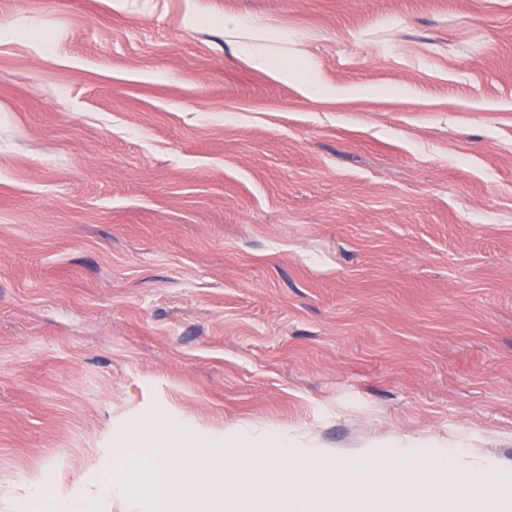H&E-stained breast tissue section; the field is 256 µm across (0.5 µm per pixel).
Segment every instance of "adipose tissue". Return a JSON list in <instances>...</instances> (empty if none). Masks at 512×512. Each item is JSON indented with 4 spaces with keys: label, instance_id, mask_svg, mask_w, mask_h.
<instances>
[{
    "label": "adipose tissue",
    "instance_id": "obj_1",
    "mask_svg": "<svg viewBox=\"0 0 512 512\" xmlns=\"http://www.w3.org/2000/svg\"><path fill=\"white\" fill-rule=\"evenodd\" d=\"M180 429L163 414H156L148 431L147 463L144 470L154 512H186L189 485L197 474L207 476L211 497L225 508L250 497L251 468L240 457H225L223 442H206L204 451L190 452ZM310 455L280 446L267 466V483L276 495L281 512L318 499H334L335 512H373L376 505L397 497L427 498L424 485L403 486L400 478L370 486L350 476L348 466L337 464L335 475L322 482L310 480Z\"/></svg>",
    "mask_w": 512,
    "mask_h": 512
}]
</instances>
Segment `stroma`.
<instances>
[{"label":"stroma","mask_w":512,"mask_h":512,"mask_svg":"<svg viewBox=\"0 0 512 512\" xmlns=\"http://www.w3.org/2000/svg\"><path fill=\"white\" fill-rule=\"evenodd\" d=\"M161 409L512 492V0H0V512Z\"/></svg>","instance_id":"obj_1"}]
</instances>
